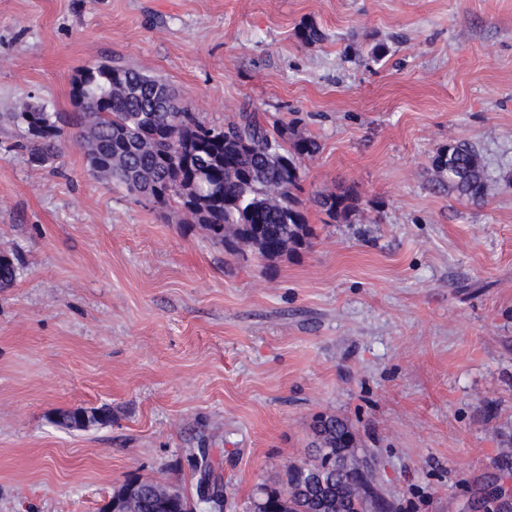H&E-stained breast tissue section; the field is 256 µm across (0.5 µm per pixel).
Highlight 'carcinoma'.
<instances>
[{
  "instance_id": "1",
  "label": "carcinoma",
  "mask_w": 512,
  "mask_h": 512,
  "mask_svg": "<svg viewBox=\"0 0 512 512\" xmlns=\"http://www.w3.org/2000/svg\"><path fill=\"white\" fill-rule=\"evenodd\" d=\"M85 106L61 116L28 101L8 115L22 133L27 161L43 167L56 161L69 135H75L89 171L139 198L152 193L163 209L177 208L210 240L234 257L252 254L274 260L303 246L313 235L294 191L301 162L320 151L311 137L285 138L270 132L255 112H242L227 126L207 124L177 100L161 79L138 70L98 64L80 71ZM434 171L448 178V191L473 202L485 201L491 186L480 154L465 142L448 145L432 159ZM316 204L334 223L349 224L358 196L347 191L322 196ZM20 270L18 258L0 251V288L10 287ZM58 412L73 430L112 423L106 407ZM312 458L288 466L287 489L260 486L250 512H388L377 491L373 460L353 424L335 414L319 415L312 426ZM196 501L173 486L134 479L141 495L126 512H224V483L209 449L194 455Z\"/></svg>"
}]
</instances>
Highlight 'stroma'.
Returning <instances> with one entry per match:
<instances>
[{
    "label": "stroma",
    "mask_w": 512,
    "mask_h": 512,
    "mask_svg": "<svg viewBox=\"0 0 512 512\" xmlns=\"http://www.w3.org/2000/svg\"><path fill=\"white\" fill-rule=\"evenodd\" d=\"M112 61L206 121L246 107L314 137V235L235 259L76 144L30 167L0 122V249L22 262L0 288V512H101L135 477L192 498L200 448L224 512H249L323 413L353 423L391 512H470L512 442V0H0V114L72 112L73 77ZM458 141L484 203L437 180ZM347 189L356 216L328 223L315 197ZM101 406L109 426L52 422ZM434 171L448 178V190L473 202H485L491 186L480 154L465 142L448 144L432 159Z\"/></svg>",
    "instance_id": "35a3bbf8"
}]
</instances>
